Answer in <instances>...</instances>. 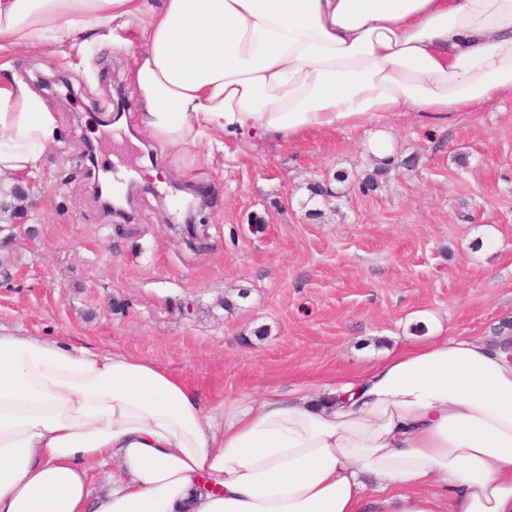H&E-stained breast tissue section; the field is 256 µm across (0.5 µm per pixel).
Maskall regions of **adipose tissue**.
<instances>
[{
  "instance_id": "obj_1",
  "label": "adipose tissue",
  "mask_w": 512,
  "mask_h": 512,
  "mask_svg": "<svg viewBox=\"0 0 512 512\" xmlns=\"http://www.w3.org/2000/svg\"><path fill=\"white\" fill-rule=\"evenodd\" d=\"M137 28L134 117L181 151L259 132L370 131L481 112L512 92V0H0V186L59 142L20 48L83 54ZM213 409L150 360L0 329V512H512V346L451 336ZM110 480L93 492L91 472Z\"/></svg>"
}]
</instances>
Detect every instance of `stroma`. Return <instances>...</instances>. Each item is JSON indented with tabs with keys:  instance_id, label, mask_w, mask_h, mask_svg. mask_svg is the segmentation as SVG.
<instances>
[{
	"instance_id": "stroma-1",
	"label": "stroma",
	"mask_w": 512,
	"mask_h": 512,
	"mask_svg": "<svg viewBox=\"0 0 512 512\" xmlns=\"http://www.w3.org/2000/svg\"><path fill=\"white\" fill-rule=\"evenodd\" d=\"M12 73L53 106L60 146L22 183L25 233L0 248V327L149 359L213 407L306 381L335 385L398 346L494 336L512 321V94L422 128L393 119V159L365 130L283 142L247 133L175 154L132 122L129 50L20 49ZM96 148V163L84 158ZM141 191L103 212L117 158ZM329 182L332 198L309 188ZM205 203L201 239L171 195Z\"/></svg>"
}]
</instances>
